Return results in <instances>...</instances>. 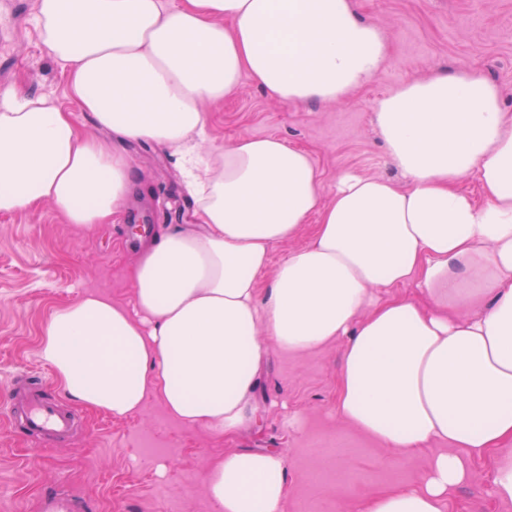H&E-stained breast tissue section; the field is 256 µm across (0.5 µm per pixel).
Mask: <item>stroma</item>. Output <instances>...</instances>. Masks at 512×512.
Segmentation results:
<instances>
[{"mask_svg":"<svg viewBox=\"0 0 512 512\" xmlns=\"http://www.w3.org/2000/svg\"><path fill=\"white\" fill-rule=\"evenodd\" d=\"M37 0H0V91L18 87L48 95L72 110L87 134L110 143L134 172L129 198L154 217V232L198 223L181 158L147 141H126L97 130L91 113L73 111L68 77L44 47L33 24ZM360 18L381 29L384 68L352 99L301 104L273 98L250 75L209 112L210 142L276 136L307 151L325 196L346 174L407 180L375 125L379 101L414 78L482 71L501 90L512 113V0H354ZM127 210L111 223L82 229L49 203L0 214V391L19 374H41L47 393L65 394L39 356L43 329L58 306L95 291L129 304V270L141 243ZM343 352L336 341L305 354L269 345L255 392L253 426L216 436L173 420L157 397L135 416L117 419L79 408L81 423L54 447L12 436L0 418V512H37L46 486L63 482L96 512H213L204 487L215 459L235 450H269L288 462L283 512H361L375 494L415 486L429 461L448 451L432 443L408 458L349 427L336 416ZM299 427L288 425L290 417ZM471 482L455 489L447 512H512L491 493L493 457L471 463Z\"/></svg>","mask_w":512,"mask_h":512,"instance_id":"stroma-1","label":"stroma"}]
</instances>
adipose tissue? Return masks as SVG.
<instances>
[{
	"instance_id": "adipose-tissue-1",
	"label": "adipose tissue",
	"mask_w": 512,
	"mask_h": 512,
	"mask_svg": "<svg viewBox=\"0 0 512 512\" xmlns=\"http://www.w3.org/2000/svg\"><path fill=\"white\" fill-rule=\"evenodd\" d=\"M33 23L76 109L184 158L201 220L145 246L134 307L88 294L54 311L39 355L67 395L116 418L155 396L187 427L233 434L256 420L261 333L294 354L340 340L341 421L407 455L453 448L363 512H445L491 451L492 494L512 502V114L498 86L479 71L405 83L375 122L407 187L348 174L328 199L309 154L279 138L205 144L206 106L245 73L285 102L348 98L386 59L352 0H38ZM471 173L476 197L458 187ZM130 184L124 156L70 111L0 93L1 214L49 201L75 226L104 224ZM287 472L278 453L234 451L206 494L215 512H281ZM314 230V223L306 224L299 232V235L291 241L279 243L272 248L271 257L272 264H277L281 259H283L288 251L301 246L310 239L311 234Z\"/></svg>"
}]
</instances>
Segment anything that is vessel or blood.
<instances>
[{
    "label": "vessel or blood",
    "instance_id": "obj_1",
    "mask_svg": "<svg viewBox=\"0 0 512 512\" xmlns=\"http://www.w3.org/2000/svg\"><path fill=\"white\" fill-rule=\"evenodd\" d=\"M0 412L15 431L34 436L53 446L66 441L80 416L48 398L41 380L32 376L17 377L0 393ZM87 503L56 485L44 491L39 512H87Z\"/></svg>",
    "mask_w": 512,
    "mask_h": 512
}]
</instances>
